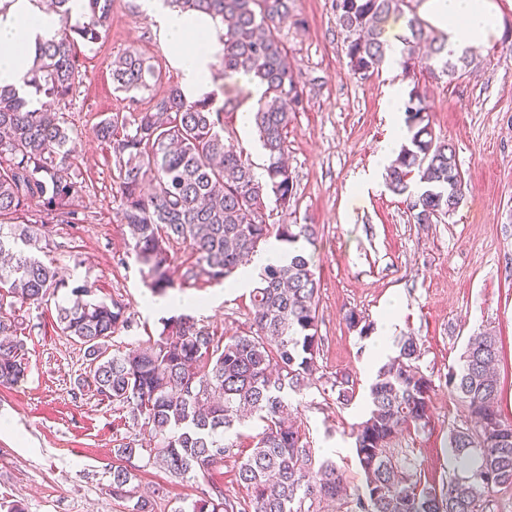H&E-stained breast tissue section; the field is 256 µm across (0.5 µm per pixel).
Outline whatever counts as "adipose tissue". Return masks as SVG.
<instances>
[{"label": "adipose tissue", "mask_w": 512, "mask_h": 512, "mask_svg": "<svg viewBox=\"0 0 512 512\" xmlns=\"http://www.w3.org/2000/svg\"><path fill=\"white\" fill-rule=\"evenodd\" d=\"M143 7L153 18L187 100L216 93L213 73L224 50V28L218 20L182 11L165 0H143ZM419 14L445 38L452 56L467 48L490 46L503 33L498 0H421ZM60 30L59 15L40 0H0V86L26 94L38 45L58 38Z\"/></svg>", "instance_id": "adipose-tissue-1"}]
</instances>
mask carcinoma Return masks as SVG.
I'll return each instance as SVG.
<instances>
[{"label": "carcinoma", "mask_w": 512, "mask_h": 512, "mask_svg": "<svg viewBox=\"0 0 512 512\" xmlns=\"http://www.w3.org/2000/svg\"><path fill=\"white\" fill-rule=\"evenodd\" d=\"M69 0H53L62 20L59 38L38 47L30 83L46 97L64 102L81 84L77 39L93 43L112 18L113 0H88L87 21L68 24ZM224 25V79L244 74L264 87L253 125L267 158L266 179L256 178L249 159L225 138L224 114L231 99L188 101L177 85L140 112H113L95 126L96 137L115 155L113 179L121 196L120 221L131 254L147 270V286L163 295L175 287L174 246L194 256L184 277L220 284L245 267L270 235L292 246L288 262L264 267L251 291L256 331L228 338L188 314L161 321L162 330L135 350H110L119 330L129 327L127 304L92 298L87 284L71 289L60 304L56 328L83 348L91 384L112 402L147 444L146 467L175 478L207 477L237 444L226 434L254 418L260 431L240 456L237 482L243 499L224 494L215 482L179 512H323L342 497L344 476L336 463L318 457L288 413L286 392L301 390L316 371L318 286L314 255L298 247L314 242L312 224L266 223L267 202L288 211L294 176L285 161L288 127L303 103L287 62L277 25L293 0H168ZM406 0H335L347 33L353 74L363 78L386 58L385 23ZM403 71L446 61L445 39L414 15L402 36ZM112 82L125 93L151 91L162 74L129 50L112 61ZM430 106L419 89L409 92L405 122L411 134L386 169L388 189L411 200L414 218L430 224L453 214L463 200L464 177L456 150L436 137ZM74 131L64 113L35 108L16 90L0 87V386L27 375L20 312L66 287L58 270L34 254L49 236V224H81L77 203L86 186L71 172ZM36 212L33 221L28 214ZM398 352L377 371L368 394L369 413L353 431L364 491L353 512H490L495 495L512 489V423L503 420L498 337L484 330L469 338L458 368L446 384L456 393L470 423L448 434L453 475L440 486H423L408 452L393 447L406 430L426 427L434 393L420 368L415 337L395 341ZM131 470L112 466V494L132 497Z\"/></svg>", "instance_id": "cac0c4a2"}]
</instances>
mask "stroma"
I'll return each instance as SVG.
<instances>
[{
    "instance_id": "35a3bbf8",
    "label": "stroma",
    "mask_w": 512,
    "mask_h": 512,
    "mask_svg": "<svg viewBox=\"0 0 512 512\" xmlns=\"http://www.w3.org/2000/svg\"><path fill=\"white\" fill-rule=\"evenodd\" d=\"M500 3L503 37L468 50L471 66L451 76L385 66L364 79L354 75L333 0H295L291 16L280 24L304 93L288 129V165L296 185L288 213L318 228L312 251L322 338L316 373L302 391L289 393L288 403L311 447L344 470L351 499L363 485L351 430L367 414L376 373L364 368L371 341L349 327L347 311L364 316L378 334L388 307L398 305L395 336H415L421 346L419 365L435 385L430 422L425 430L403 432L395 445L410 450L423 484L441 485L451 474L448 433L464 424L465 413L446 376L480 330H494L500 340L499 405L512 421V0ZM128 50L161 69L164 84L153 94L178 84L141 0H114L111 23L99 40L78 45L82 83L75 97L55 106L77 134L72 162L86 184L79 205L88 220L54 225L43 258L58 267L68 286L25 311L27 376L16 386H0V503L20 502L25 512L133 507L113 497L111 482L115 450L132 442L134 431L87 385L80 344L56 328V306L69 299L71 287L86 283L98 298L127 303L132 324L112 339L123 351L158 336L161 318L173 316L169 303L177 299L205 302L196 319L225 335H245L252 326L249 289L229 293L224 285L201 281L155 297L128 252L112 180L115 157L94 134L104 114L130 109L128 94L115 90L111 75L113 59ZM394 87L426 93L434 133L456 146L464 198L452 215L431 224L417 223L407 196L392 193L384 173L373 170L390 135L385 101ZM370 171L373 187L354 195L352 184ZM345 377L354 383L347 405L331 389ZM237 462L225 456L207 481L138 468L132 483L153 496L155 512H177L212 481L228 495H241Z\"/></svg>"
}]
</instances>
